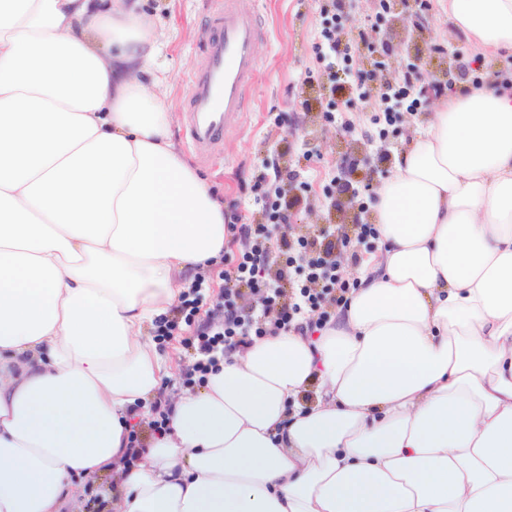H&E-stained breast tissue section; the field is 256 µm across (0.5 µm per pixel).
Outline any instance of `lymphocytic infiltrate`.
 Wrapping results in <instances>:
<instances>
[{
  "label": "lymphocytic infiltrate",
  "instance_id": "1",
  "mask_svg": "<svg viewBox=\"0 0 512 512\" xmlns=\"http://www.w3.org/2000/svg\"><path fill=\"white\" fill-rule=\"evenodd\" d=\"M266 183L261 174L253 185L263 206V221H233L228 226L231 241L240 247L224 256L222 326L197 331L190 343L198 355L191 374L198 380L211 371L215 353L228 355L261 337L301 328L310 312H318L316 326L324 328L329 307L347 304L355 287L342 274L335 255L337 247H348L351 238L337 236L332 226L319 227L309 237L273 242L275 228L292 223L296 202L285 193L269 192ZM245 287L257 297L247 309L237 304Z\"/></svg>",
  "mask_w": 512,
  "mask_h": 512
}]
</instances>
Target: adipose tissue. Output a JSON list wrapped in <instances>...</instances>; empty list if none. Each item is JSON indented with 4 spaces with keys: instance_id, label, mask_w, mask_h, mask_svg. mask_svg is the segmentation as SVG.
Instances as JSON below:
<instances>
[{
    "instance_id": "obj_1",
    "label": "adipose tissue",
    "mask_w": 512,
    "mask_h": 512,
    "mask_svg": "<svg viewBox=\"0 0 512 512\" xmlns=\"http://www.w3.org/2000/svg\"><path fill=\"white\" fill-rule=\"evenodd\" d=\"M486 57L512 0H438ZM138 0H0V512H512V85L449 97L377 190L321 336L219 357L127 468L169 372L143 327L220 257L224 202L144 78Z\"/></svg>"
}]
</instances>
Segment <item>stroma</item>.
Returning a JSON list of instances; mask_svg holds the SVG:
<instances>
[{"instance_id": "35a3bbf8", "label": "stroma", "mask_w": 512, "mask_h": 512, "mask_svg": "<svg viewBox=\"0 0 512 512\" xmlns=\"http://www.w3.org/2000/svg\"><path fill=\"white\" fill-rule=\"evenodd\" d=\"M210 0H142L144 12L160 18L163 36L155 68L168 77V100L175 114L173 137L190 162H198L185 134L182 100L188 80L203 66L199 44L204 37L202 18ZM321 0H237L245 13L261 18L266 38L259 47L262 66L246 112L238 127L224 139V152L210 163L199 164L213 187L223 195L225 210H237L244 222L259 220V204L252 190L259 173L298 171L299 182H283L289 197L298 198L296 224L289 238L312 236L324 224L351 232L347 206L369 221L376 191L396 158L409 145V125L422 123L437 101L428 99L415 112H403L393 122L381 120V91L369 86L359 100L357 73L380 69L390 82H398L408 66H415L421 83L435 81L449 60L475 65L477 75L503 70L502 60L476 59L467 36L456 30L447 13L437 6L419 9L409 0L404 20L416 33L414 46L401 45L390 15L381 14L378 0H345L337 27L342 41L365 37L386 41L387 53L360 49L351 59L337 60L336 81L321 77L316 46L326 25ZM333 118H326L327 109ZM223 261L204 267L203 304L192 326L173 337L157 339L155 326L146 335L156 339L171 369L158 398L183 391L194 363L184 341L196 326L210 324L224 314Z\"/></svg>"}]
</instances>
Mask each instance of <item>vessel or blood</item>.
Returning a JSON list of instances; mask_svg holds the SVG:
<instances>
[{"label": "vessel or blood", "instance_id": "vessel-or-blood-1", "mask_svg": "<svg viewBox=\"0 0 512 512\" xmlns=\"http://www.w3.org/2000/svg\"><path fill=\"white\" fill-rule=\"evenodd\" d=\"M205 21V65L189 82L185 100L188 139L202 160L221 154L224 137L253 92L263 33L255 15L238 10L236 0H211Z\"/></svg>", "mask_w": 512, "mask_h": 512}]
</instances>
